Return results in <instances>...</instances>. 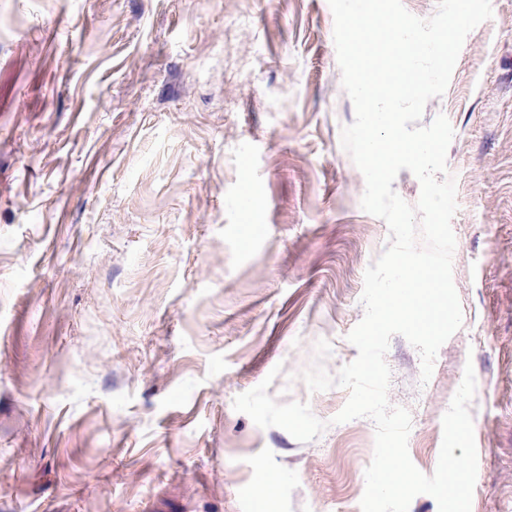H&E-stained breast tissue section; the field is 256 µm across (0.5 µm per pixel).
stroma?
<instances>
[{
  "label": "stroma",
  "instance_id": "1",
  "mask_svg": "<svg viewBox=\"0 0 512 512\" xmlns=\"http://www.w3.org/2000/svg\"><path fill=\"white\" fill-rule=\"evenodd\" d=\"M419 121L454 136L462 324L388 398L433 474L465 367L471 512H512V0ZM328 0H0V512H360L375 426L300 378L355 360L389 244L341 146L355 120ZM258 225L255 238L242 227ZM328 426L233 408L270 371Z\"/></svg>",
  "mask_w": 512,
  "mask_h": 512
}]
</instances>
